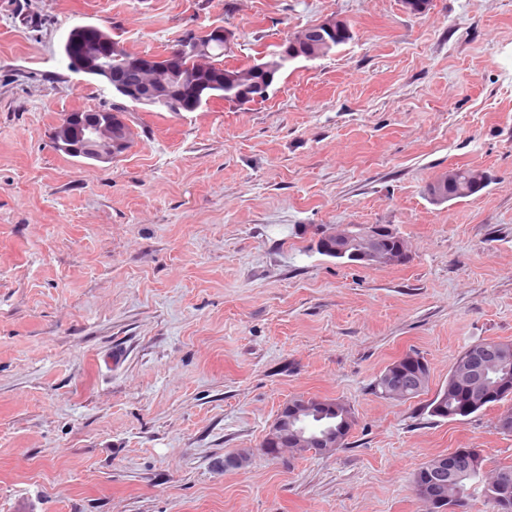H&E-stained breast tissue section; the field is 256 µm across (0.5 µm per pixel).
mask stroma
Listing matches in <instances>:
<instances>
[{"mask_svg": "<svg viewBox=\"0 0 512 512\" xmlns=\"http://www.w3.org/2000/svg\"><path fill=\"white\" fill-rule=\"evenodd\" d=\"M330 15L352 40L265 102L128 110L109 163L52 144L116 101L67 69L73 26L151 55L226 26L239 65ZM452 166L489 181L433 204ZM331 224L387 225L409 258L339 263L315 249ZM490 339L512 341V0H0V512H426L431 458L512 463L497 408H427ZM410 351L428 393L376 395ZM296 395L350 404L343 446L263 453ZM238 448L248 467L221 468Z\"/></svg>", "mask_w": 512, "mask_h": 512, "instance_id": "obj_1", "label": "stroma"}]
</instances>
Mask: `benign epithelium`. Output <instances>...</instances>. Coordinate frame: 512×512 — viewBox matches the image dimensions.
I'll list each match as a JSON object with an SVG mask.
<instances>
[{
	"label": "benign epithelium",
	"mask_w": 512,
	"mask_h": 512,
	"mask_svg": "<svg viewBox=\"0 0 512 512\" xmlns=\"http://www.w3.org/2000/svg\"><path fill=\"white\" fill-rule=\"evenodd\" d=\"M344 20L331 16L318 24L319 42L306 59L325 57L333 49L338 28ZM216 39L228 47L235 39V32L223 26L209 27L204 30L187 29L179 43L166 54L167 63L162 68L153 64V57L142 55L135 60L140 68L141 79L136 83H112V71L130 63L129 58L120 51L108 37L84 48L81 60L77 62L78 71L91 74L96 79L112 86V92L118 95L124 104L138 108L176 107L194 112L205 99V89L210 86L231 85L237 88L232 95L234 101L248 100L259 103L269 97L276 83L280 61L264 54L249 71H235L229 67H217L211 62L204 40ZM192 56L197 63L198 73L213 78V81L191 78L183 74L182 61ZM126 119L118 112L105 113V117L91 113L69 112L56 125L53 144L56 150H62L74 157L99 163H110L120 157L119 149L124 144ZM458 169L450 168L439 173L429 183V198L436 204L448 201L446 188L455 184ZM391 229L383 224H349L342 229L328 226L318 234L317 246L325 253H333L349 258V264L363 267L379 265H397L407 260L408 251L401 247L391 250L386 247ZM424 361L415 355H404L393 365V373L387 379L396 386H402L404 379L422 380ZM457 382L465 388L464 403L471 406L472 401L485 397L482 387V375L474 362L465 360L455 369ZM329 402L322 398H306L302 401L284 405L279 419L271 427L263 444V452L282 457L293 448H306L314 443L294 431H289V423L303 412L326 410ZM341 439L332 435L314 445L325 451L340 447ZM482 459L475 448L461 449L451 454L448 464L425 469L416 476L417 493L429 506L431 512H448V498L444 494L448 471L471 473ZM250 456L245 451H233L224 456V469L238 470L245 467Z\"/></svg>",
	"instance_id": "7a95c632"
}]
</instances>
